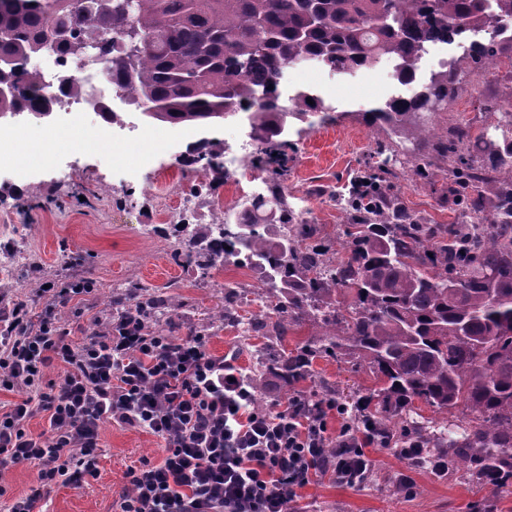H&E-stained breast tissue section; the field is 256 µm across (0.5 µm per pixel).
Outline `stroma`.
<instances>
[{
	"instance_id": "obj_1",
	"label": "stroma",
	"mask_w": 512,
	"mask_h": 512,
	"mask_svg": "<svg viewBox=\"0 0 512 512\" xmlns=\"http://www.w3.org/2000/svg\"><path fill=\"white\" fill-rule=\"evenodd\" d=\"M463 54L458 42L432 46L418 63L413 85L399 84L387 60L352 78L305 63L290 68L282 85L284 95L310 87L331 107L328 120L297 123L288 137L284 153L291 206L308 208L325 234L341 240L346 214L331 193L334 187L348 185L369 155L389 142L397 152L389 163L399 175L395 193L426 223H453L459 206L448 193L446 176L414 179L402 159L407 141L392 131L367 126L363 113L390 97L412 96L417 84ZM497 71L492 78L468 72L467 92L436 115L434 140L447 139L450 128L458 124L471 125L477 134L494 123L486 106L502 105L512 95V65L501 62ZM126 118V124L115 127L113 142L97 146L78 144L73 130L36 127L23 145L30 161L24 175L0 165V225L13 227L11 235L0 238V254L8 255L20 245L33 257L32 262L12 266L7 278L0 279V295L32 297L44 282L73 272L93 279L97 292L91 300L72 301L60 311L63 323L75 327L81 337L95 330L96 317L109 314L113 286L137 281L164 295L178 335H208L209 349L217 355L236 351L249 377L265 385L267 404L308 395L321 381L350 399L375 388L373 377L348 358L315 359L314 377L297 383L260 374V355L271 349L295 350L308 339L310 327L292 330L282 339H246L232 323L218 321L223 310L247 318L262 313L260 276L227 264L212 270L208 287L199 286L197 271L171 258L173 243L181 235L178 226L156 219L157 194L177 200L204 177L201 168L181 163L197 131L145 123L135 110ZM145 153L152 160L143 167L139 158ZM101 444L98 477L77 489L54 488L49 512H112L127 467L140 458L157 457L161 446L155 436L115 423L103 426ZM367 453L376 463L370 482L350 487L327 475L316 477L301 491L304 512H512V480L492 486L472 467L442 478L423 468L411 469L406 460L378 444Z\"/></svg>"
}]
</instances>
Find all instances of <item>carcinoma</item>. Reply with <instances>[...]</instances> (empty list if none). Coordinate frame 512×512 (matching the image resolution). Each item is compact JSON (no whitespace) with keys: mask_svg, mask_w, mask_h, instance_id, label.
<instances>
[{"mask_svg":"<svg viewBox=\"0 0 512 512\" xmlns=\"http://www.w3.org/2000/svg\"><path fill=\"white\" fill-rule=\"evenodd\" d=\"M512 0H0V72L14 94L1 112L49 114L38 73L22 70L28 57L55 46L77 57L92 50L103 76L128 104L146 102L152 121L199 127L249 113L250 137L270 162L287 144L283 113L309 117L331 107L310 89L276 93L288 67L313 62L353 75L383 59L394 79L408 85L432 44L470 39L465 59L486 71L512 61ZM464 91L459 63L431 74L411 97H393L364 111L365 122L389 128L419 145L410 172L448 175L462 206L453 224H426L392 191L399 174L385 161L367 162L355 176L344 207L343 255L320 225L288 204V187L265 181L237 223L246 240L219 225L224 255L207 246L211 225L196 224L193 248L175 252L206 278L226 262L262 272L273 316L247 322L246 335L284 337L309 325L318 333L298 349L278 354L268 370L285 381L313 377L318 357L344 359L373 375L379 388L353 403L349 425L368 420L397 444L448 457L456 470L480 465L479 478L512 474V112H501L492 134L471 137L454 127L446 141L424 146L428 125ZM313 103H307V99ZM210 190L224 183V168L210 147L197 155ZM491 208H486V204ZM141 305L146 325L159 330L165 299L138 283L112 290V315ZM316 413L336 401L326 386L304 398ZM462 417L435 425L417 420L416 403Z\"/></svg>","mask_w":512,"mask_h":512,"instance_id":"carcinoma-1","label":"carcinoma"}]
</instances>
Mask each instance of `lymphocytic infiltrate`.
Returning a JSON list of instances; mask_svg holds the SVG:
<instances>
[{"instance_id": "1", "label": "lymphocytic infiltrate", "mask_w": 512, "mask_h": 512, "mask_svg": "<svg viewBox=\"0 0 512 512\" xmlns=\"http://www.w3.org/2000/svg\"><path fill=\"white\" fill-rule=\"evenodd\" d=\"M95 290L83 277L50 282L31 299L0 297V391L29 390L0 412V474L20 464L37 470L36 486L7 512H44L48 490L95 477L109 422L162 443L158 460L126 470L115 512H294L315 477L356 486L373 475L367 433L343 430L327 454V425L304 414L300 396L254 409L237 357L212 354L203 334L154 331L134 310L72 339L59 309ZM54 365L60 377L46 380ZM42 413L48 428L32 434L28 424Z\"/></svg>"}]
</instances>
